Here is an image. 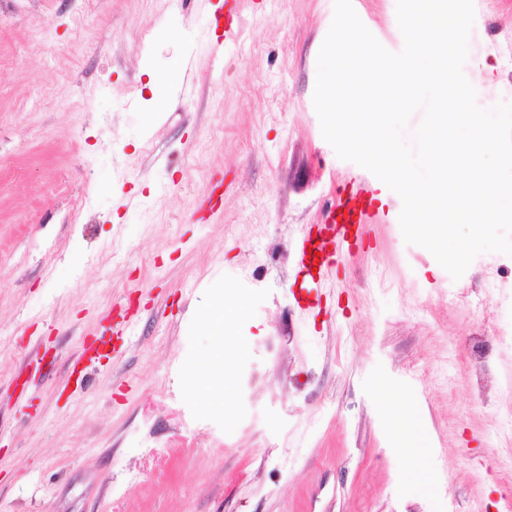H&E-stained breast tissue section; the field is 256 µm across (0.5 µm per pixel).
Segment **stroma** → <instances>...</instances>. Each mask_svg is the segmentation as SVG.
<instances>
[{
    "instance_id": "stroma-1",
    "label": "stroma",
    "mask_w": 512,
    "mask_h": 512,
    "mask_svg": "<svg viewBox=\"0 0 512 512\" xmlns=\"http://www.w3.org/2000/svg\"><path fill=\"white\" fill-rule=\"evenodd\" d=\"M400 52L397 0H354ZM464 64L512 101V0H474ZM239 25L222 46L215 15ZM334 0H0V512H504L512 256L460 279L406 243L306 279L293 243L368 170L311 90ZM174 76L148 114V72ZM221 282L243 294L226 411L189 397ZM112 351L73 372L102 335ZM494 335L477 378L471 336ZM411 397L436 484L408 477Z\"/></svg>"
}]
</instances>
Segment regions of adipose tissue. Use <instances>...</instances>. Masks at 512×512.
I'll return each instance as SVG.
<instances>
[{
    "instance_id": "adipose-tissue-1",
    "label": "adipose tissue",
    "mask_w": 512,
    "mask_h": 512,
    "mask_svg": "<svg viewBox=\"0 0 512 512\" xmlns=\"http://www.w3.org/2000/svg\"><path fill=\"white\" fill-rule=\"evenodd\" d=\"M216 300L202 316V323L214 338V352L204 362L200 371L188 379L189 394L206 405L221 409L226 407L233 389V380L221 356L222 351L236 349L232 326L247 313V300L239 292L224 285H216ZM402 419L405 423V450L407 470L412 481L421 486H433L430 465V438L426 433L416 408H407Z\"/></svg>"
}]
</instances>
